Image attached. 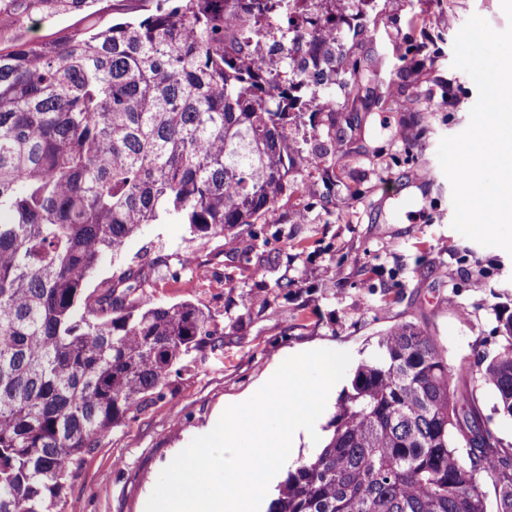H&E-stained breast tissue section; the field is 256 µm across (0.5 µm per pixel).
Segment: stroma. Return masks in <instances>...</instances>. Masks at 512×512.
<instances>
[{"label":"stroma","mask_w":512,"mask_h":512,"mask_svg":"<svg viewBox=\"0 0 512 512\" xmlns=\"http://www.w3.org/2000/svg\"><path fill=\"white\" fill-rule=\"evenodd\" d=\"M508 23L501 0H372L362 30L345 33L337 77L350 91L339 114L356 129L325 187L311 169L266 214L262 252L271 278L292 286L243 326L227 328L222 352L171 377L147 406L82 457L61 512H146L160 472L193 438L209 433L227 402L252 392L290 353L311 345L372 359L394 323L426 325L449 364L469 375L492 340L500 306L512 309V255L452 227L451 185L437 158L443 137L462 132L478 92L454 68L466 21ZM223 243L190 237L185 225H146L96 277L173 251L188 257L179 281L156 273L155 301L198 304L218 320L243 311L256 285L226 260ZM482 287H475V280Z\"/></svg>","instance_id":"1"}]
</instances>
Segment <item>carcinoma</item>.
<instances>
[{
    "instance_id": "obj_1",
    "label": "carcinoma",
    "mask_w": 512,
    "mask_h": 512,
    "mask_svg": "<svg viewBox=\"0 0 512 512\" xmlns=\"http://www.w3.org/2000/svg\"><path fill=\"white\" fill-rule=\"evenodd\" d=\"M112 2L0 0V512H56L82 454L224 349L210 313L145 290L184 257L121 267L91 290L103 258L163 217L221 238L256 256L262 287L240 324L290 288L266 280L258 220L303 170L334 177L342 152L336 0H308L302 45L288 43L299 0H141L124 22ZM56 19L71 24L38 34ZM236 25L277 33L275 75L226 33ZM318 112L333 133L297 145L290 129ZM496 320L477 375L512 419V311ZM377 345L270 512H512V444L428 329L398 322Z\"/></svg>"
}]
</instances>
